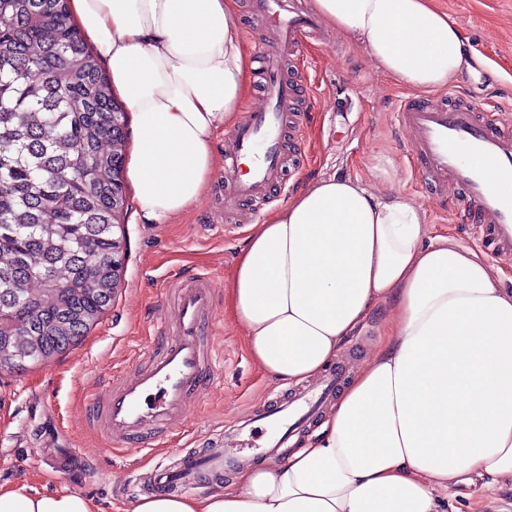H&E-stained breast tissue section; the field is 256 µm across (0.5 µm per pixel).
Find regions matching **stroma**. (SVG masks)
<instances>
[{
  "label": "stroma",
  "instance_id": "35a3bbf8",
  "mask_svg": "<svg viewBox=\"0 0 512 512\" xmlns=\"http://www.w3.org/2000/svg\"><path fill=\"white\" fill-rule=\"evenodd\" d=\"M457 20L464 37L493 62L480 74H462L455 87L479 106L512 110V0H437ZM304 85L300 107L310 122L288 156L281 186L265 197L243 201L236 222L217 223L224 207L223 166H216L207 194L176 221L148 224L127 200L115 236L125 238L127 258L112 306L76 346L49 363L0 375V483L44 492L68 488L94 499L101 512H127L135 502L126 485L156 463H175L194 452L224 421L251 404L275 398L279 385L253 364L245 338L224 316H217L214 344L224 355L213 386L193 403L185 422L166 447L155 450L111 448L85 423V407L106 379L135 369L142 344L158 323H172L168 282L208 274L224 293L226 274L244 246L255 216L280 208L311 180L338 174L376 186H392L413 196L423 208L430 234L452 236L489 263L507 270L512 260L468 224L453 223L442 200L409 163V137L392 124V113L407 87L375 70L367 57L341 35L310 42L288 63ZM76 449L84 470L68 474L50 461L49 449ZM462 512H512V489L483 497L468 483L454 489Z\"/></svg>",
  "mask_w": 512,
  "mask_h": 512
}]
</instances>
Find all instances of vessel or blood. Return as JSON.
<instances>
[{"label": "vessel or blood", "instance_id": "1", "mask_svg": "<svg viewBox=\"0 0 512 512\" xmlns=\"http://www.w3.org/2000/svg\"><path fill=\"white\" fill-rule=\"evenodd\" d=\"M250 7L262 21L252 38L264 89L260 105L242 113L226 142L224 199L233 206L266 195L279 183L289 141L306 123L298 109L299 85L284 76L281 58L323 34L319 17L297 0H251ZM392 119L409 134L417 171L449 202L453 222L475 225L500 254H511L512 114L461 99L406 96ZM174 294L171 338L159 346L146 343L143 366L108 382L86 407L89 423L110 446L160 445L215 371L216 356L206 343L216 319L211 278L176 283ZM341 380L339 371H328L318 384L252 410L244 425H226L208 448L183 456L178 469L158 468L152 491L193 489L202 476L230 469L238 448L262 454L286 447L291 432L334 400Z\"/></svg>", "mask_w": 512, "mask_h": 512}]
</instances>
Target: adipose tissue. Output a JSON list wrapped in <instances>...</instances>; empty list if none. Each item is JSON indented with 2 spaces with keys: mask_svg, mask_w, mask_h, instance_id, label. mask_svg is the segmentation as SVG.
Masks as SVG:
<instances>
[{
  "mask_svg": "<svg viewBox=\"0 0 512 512\" xmlns=\"http://www.w3.org/2000/svg\"><path fill=\"white\" fill-rule=\"evenodd\" d=\"M373 66L417 91L488 67L434 0H311ZM238 0H69L131 114L137 212L168 224L206 193L220 128L252 81ZM388 308L385 339L285 459L242 461L206 492L140 497L130 512H447L464 477L512 483V291L448 236L427 239L414 198L352 176L311 181L250 225L224 315L255 366L318 378ZM0 512H100L69 489L0 485Z\"/></svg>",
  "mask_w": 512,
  "mask_h": 512,
  "instance_id": "adipose-tissue-1",
  "label": "adipose tissue"
}]
</instances>
